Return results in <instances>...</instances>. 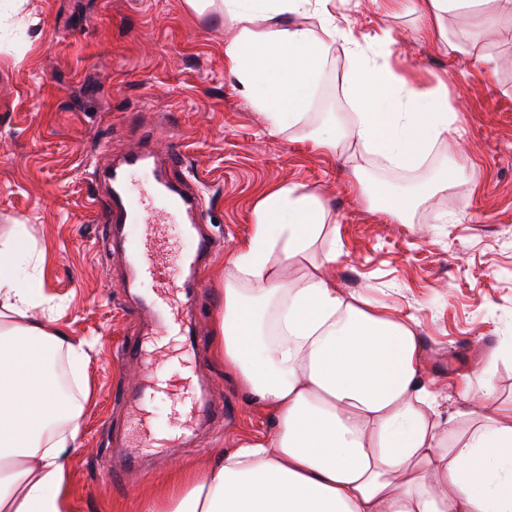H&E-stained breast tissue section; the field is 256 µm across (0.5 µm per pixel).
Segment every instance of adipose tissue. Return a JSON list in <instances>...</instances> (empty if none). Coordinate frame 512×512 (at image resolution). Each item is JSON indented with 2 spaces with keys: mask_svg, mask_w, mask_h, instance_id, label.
<instances>
[{
  "mask_svg": "<svg viewBox=\"0 0 512 512\" xmlns=\"http://www.w3.org/2000/svg\"><path fill=\"white\" fill-rule=\"evenodd\" d=\"M233 38L224 67L269 130L301 126L310 148H359L390 166H422L452 137L457 108L445 82L427 87L395 59L392 25L358 38L335 0H223ZM435 47L465 55L447 19L490 29L512 0H415ZM342 51L343 128L307 122L332 48ZM353 190L402 224L448 190L447 172L411 190L368 182ZM333 213L295 183L268 188L249 238L229 259L215 352L240 387L274 417L272 432L174 464V480L137 500V512H512V403L456 443L424 366L411 319L346 293L331 274L336 248L313 253ZM18 242L0 245V512H69L65 453L90 391L62 394L47 356L85 357L82 344L39 320L17 271Z\"/></svg>",
  "mask_w": 512,
  "mask_h": 512,
  "instance_id": "obj_1",
  "label": "adipose tissue"
}]
</instances>
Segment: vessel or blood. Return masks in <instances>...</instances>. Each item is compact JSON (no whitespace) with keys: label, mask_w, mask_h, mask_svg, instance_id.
Listing matches in <instances>:
<instances>
[{"label":"vessel or blood","mask_w":512,"mask_h":512,"mask_svg":"<svg viewBox=\"0 0 512 512\" xmlns=\"http://www.w3.org/2000/svg\"><path fill=\"white\" fill-rule=\"evenodd\" d=\"M186 171V156L180 148H171L161 155L150 142H143L101 170L99 179L107 190L96 196L93 203L106 228L140 225L141 232L131 240L130 249L137 259V278L146 290L142 308L161 314V327L181 337L183 347L192 348L200 339L186 331L181 319L196 284L190 272L205 263L217 245L200 230L204 211L199 195L181 180ZM168 224L178 225L185 246L160 260L153 246L159 228ZM147 388L153 394L179 391L191 414L185 421L151 427L148 447H169L180 431L190 428L192 417L205 416L209 411L189 378L157 374L151 376Z\"/></svg>","instance_id":"obj_1"}]
</instances>
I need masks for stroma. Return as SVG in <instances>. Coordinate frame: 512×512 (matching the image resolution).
Masks as SVG:
<instances>
[{
    "label": "stroma",
    "mask_w": 512,
    "mask_h": 512,
    "mask_svg": "<svg viewBox=\"0 0 512 512\" xmlns=\"http://www.w3.org/2000/svg\"><path fill=\"white\" fill-rule=\"evenodd\" d=\"M336 18L362 35L384 21L376 0H338ZM419 24L405 0L392 22L393 52L427 85L447 83L462 107L465 152L434 151L431 166L413 174L362 162L389 187L429 176L435 166H459L447 194L400 224L350 190L356 158L315 154L300 127L268 132L224 69L232 31L223 12L201 16L184 0H0V234L24 225L31 250L20 275L33 286L39 314L71 340L91 344L82 372L92 395L67 454L70 512H134V495L160 486L172 461H199L272 430V416L240 391L211 337L227 259L250 235L259 196L280 182L321 194L333 210L342 251L337 287L413 318L443 409L465 410L469 392L483 396L485 417L512 402V67L493 74L475 58L437 54L418 37ZM343 83L335 50L315 90L311 124L343 119ZM151 103L170 113L162 133L186 154L208 230L223 243L194 291L192 328L207 342L193 350L150 331L138 315L126 254L106 244L89 204L99 191L93 166L138 145L126 113L141 112L144 127H155ZM104 135L111 138L106 155L98 150ZM443 212L447 223H436ZM141 335L152 363L122 361L120 344ZM173 361L220 416L125 470L126 454L143 443L149 424L186 411L175 391L145 403L139 423L125 411L140 380ZM113 471L122 472L120 482L110 479Z\"/></svg>",
    "instance_id": "obj_1"
}]
</instances>
